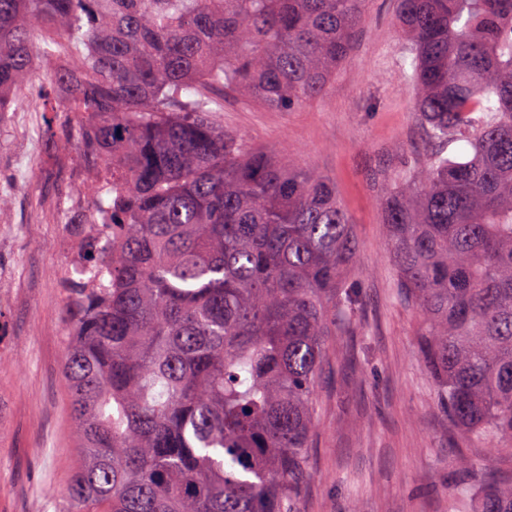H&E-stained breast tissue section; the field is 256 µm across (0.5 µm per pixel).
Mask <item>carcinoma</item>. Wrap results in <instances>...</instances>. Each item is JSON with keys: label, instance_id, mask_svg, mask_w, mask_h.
<instances>
[{"label": "carcinoma", "instance_id": "cac0c4a2", "mask_svg": "<svg viewBox=\"0 0 512 512\" xmlns=\"http://www.w3.org/2000/svg\"><path fill=\"white\" fill-rule=\"evenodd\" d=\"M368 0H0V113L75 126L100 228L64 289L76 512H302L336 313L355 315L336 186L224 130V96L323 94ZM422 157L382 176L397 287L462 448L512 462V0H399ZM61 36L76 51L53 66ZM46 71V84L26 77ZM458 143L470 156L448 155ZM124 189L112 193V183ZM448 512H512L463 459Z\"/></svg>", "mask_w": 512, "mask_h": 512}]
</instances>
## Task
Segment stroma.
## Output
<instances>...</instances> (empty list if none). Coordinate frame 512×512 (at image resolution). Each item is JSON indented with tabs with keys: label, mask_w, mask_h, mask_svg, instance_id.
<instances>
[{
	"label": "stroma",
	"mask_w": 512,
	"mask_h": 512,
	"mask_svg": "<svg viewBox=\"0 0 512 512\" xmlns=\"http://www.w3.org/2000/svg\"><path fill=\"white\" fill-rule=\"evenodd\" d=\"M397 0H369L350 60L323 95L289 112L241 94L217 121L284 163H307L336 185L360 243L357 315L332 337L309 450L303 512H448L461 451L396 295L373 174L414 155L421 129L401 71L408 46ZM38 99L0 115V512H71L62 495L78 464L63 320L65 275L79 238L59 206L92 216L76 141L49 144Z\"/></svg>",
	"instance_id": "obj_1"
}]
</instances>
